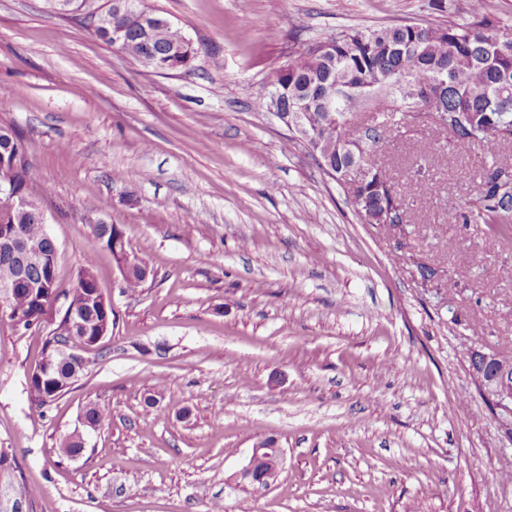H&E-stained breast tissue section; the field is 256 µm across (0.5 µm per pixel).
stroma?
<instances>
[{
	"mask_svg": "<svg viewBox=\"0 0 512 512\" xmlns=\"http://www.w3.org/2000/svg\"><path fill=\"white\" fill-rule=\"evenodd\" d=\"M435 2L143 0L197 50L160 74L47 0H0V124L22 133L49 189L61 285L94 255L115 314L42 412L28 377L52 328L0 317V512L22 482L39 489L23 512H512L499 478L512 441L465 360L471 347L512 354V238L453 212L478 163L451 154L430 114L396 115L382 159L410 221L368 224L306 143L254 106L306 42L444 23L469 0ZM430 139L440 150L421 155ZM428 181L440 198L421 195ZM97 219L123 231L146 282H123ZM90 403L107 423L82 456H60ZM266 438L284 452L277 480L235 484Z\"/></svg>",
	"mask_w": 512,
	"mask_h": 512,
	"instance_id": "stroma-1",
	"label": "stroma"
}]
</instances>
